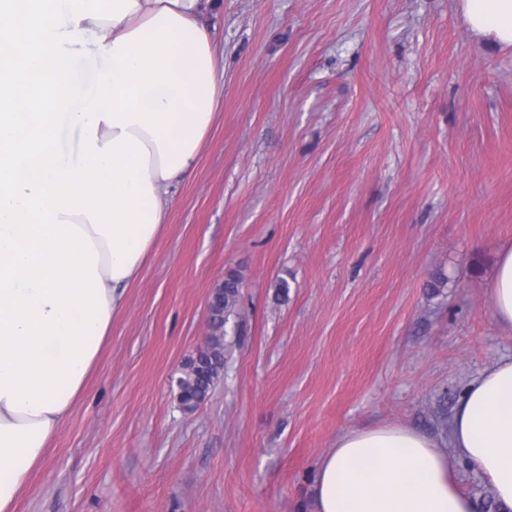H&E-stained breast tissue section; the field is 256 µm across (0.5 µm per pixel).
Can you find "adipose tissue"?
<instances>
[{"instance_id":"adipose-tissue-1","label":"adipose tissue","mask_w":512,"mask_h":512,"mask_svg":"<svg viewBox=\"0 0 512 512\" xmlns=\"http://www.w3.org/2000/svg\"><path fill=\"white\" fill-rule=\"evenodd\" d=\"M213 0H0V512L86 391L112 317L192 175L224 90ZM512 46V0H460ZM92 45L91 56L76 50ZM512 330V245L490 286ZM512 512V356L462 390L447 440L351 430L317 464L314 512H474L459 465Z\"/></svg>"}]
</instances>
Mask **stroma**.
Returning <instances> with one entry per match:
<instances>
[{"instance_id":"35a3bbf8","label":"stroma","mask_w":512,"mask_h":512,"mask_svg":"<svg viewBox=\"0 0 512 512\" xmlns=\"http://www.w3.org/2000/svg\"><path fill=\"white\" fill-rule=\"evenodd\" d=\"M204 23L218 115L17 512H311L341 433L445 436L512 354L489 293L512 242V48L458 0H215ZM231 270L244 329L186 413L175 381Z\"/></svg>"}]
</instances>
